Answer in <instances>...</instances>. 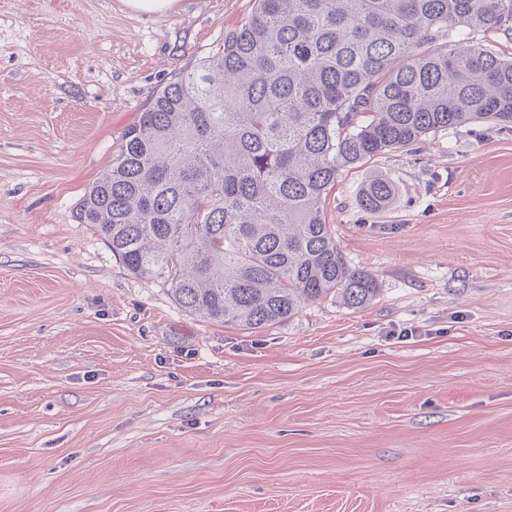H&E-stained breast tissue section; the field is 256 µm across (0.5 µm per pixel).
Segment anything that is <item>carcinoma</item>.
Listing matches in <instances>:
<instances>
[{
  "label": "carcinoma",
  "mask_w": 512,
  "mask_h": 512,
  "mask_svg": "<svg viewBox=\"0 0 512 512\" xmlns=\"http://www.w3.org/2000/svg\"><path fill=\"white\" fill-rule=\"evenodd\" d=\"M512 0H255L124 134L76 218L127 271L208 321L261 331L378 293L323 203L339 172L468 123H512ZM373 177L360 206L388 207Z\"/></svg>",
  "instance_id": "carcinoma-1"
}]
</instances>
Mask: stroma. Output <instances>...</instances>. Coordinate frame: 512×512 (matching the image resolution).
Masks as SVG:
<instances>
[{
	"mask_svg": "<svg viewBox=\"0 0 512 512\" xmlns=\"http://www.w3.org/2000/svg\"><path fill=\"white\" fill-rule=\"evenodd\" d=\"M253 7L0 0V512H512V125L342 171L324 217L380 286L359 310L208 323L77 223L156 91ZM396 193L395 185L383 176L373 177L362 190L360 206L370 212H378L388 207Z\"/></svg>",
	"mask_w": 512,
	"mask_h": 512,
	"instance_id": "35a3bbf8",
	"label": "stroma"
}]
</instances>
